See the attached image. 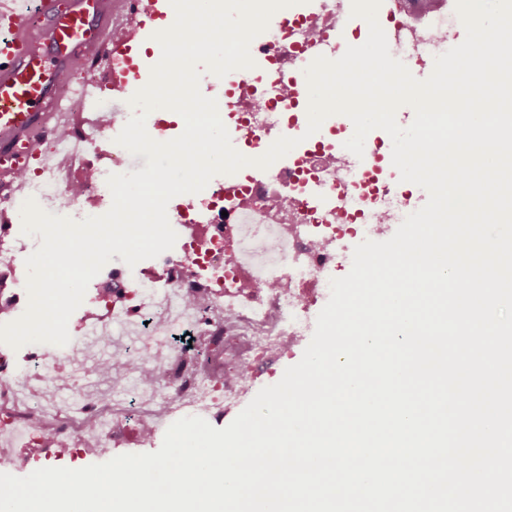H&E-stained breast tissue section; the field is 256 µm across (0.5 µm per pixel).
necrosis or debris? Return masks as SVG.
Returning a JSON list of instances; mask_svg holds the SVG:
<instances>
[{"label": "necrosis or debris", "instance_id": "4bbe7bcc", "mask_svg": "<svg viewBox=\"0 0 512 512\" xmlns=\"http://www.w3.org/2000/svg\"><path fill=\"white\" fill-rule=\"evenodd\" d=\"M347 4L293 0L285 14H271L249 46L251 56L266 60V75L201 71L232 141L253 148L304 124V114L288 109L296 91L280 75L334 51ZM386 20L390 50L422 70L454 47L461 25L447 0H400ZM135 79L121 55L81 69L84 92L46 137L42 159L0 179V326L28 309L25 259L41 243L22 232L24 204L32 200L75 221L110 210L107 179L130 170L131 154L116 138L138 111L113 102ZM412 208L398 180L355 169L336 140L295 153L263 178L220 173L202 191L174 197L167 207L173 248L132 267L113 256L96 275L92 297L73 313L79 333L91 321L106 336L117 327L138 331L143 348L126 365L148 404L127 405L121 384L111 402L88 398L75 410L44 399L46 387L74 377L31 344L19 350L34 364L38 385L19 396L16 349L0 342V435L22 430L27 447L62 455L147 443L187 416L223 422L249 396L256 375L272 372L310 335L313 309L328 295L350 241L383 236Z\"/></svg>", "mask_w": 512, "mask_h": 512}]
</instances>
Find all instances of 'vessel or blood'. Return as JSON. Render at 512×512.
Wrapping results in <instances>:
<instances>
[{
	"mask_svg": "<svg viewBox=\"0 0 512 512\" xmlns=\"http://www.w3.org/2000/svg\"><path fill=\"white\" fill-rule=\"evenodd\" d=\"M144 0H0V166L27 163L53 131L67 77L88 58H111L117 16Z\"/></svg>",
	"mask_w": 512,
	"mask_h": 512,
	"instance_id": "b4317fda",
	"label": "vessel or blood"
}]
</instances>
